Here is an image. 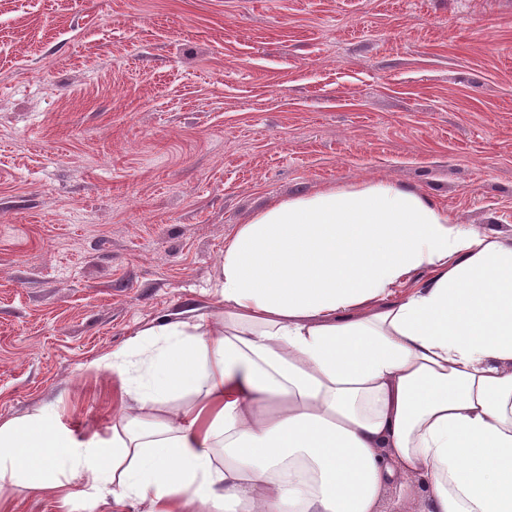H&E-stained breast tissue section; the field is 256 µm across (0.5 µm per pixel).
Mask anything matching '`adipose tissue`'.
<instances>
[{
    "mask_svg": "<svg viewBox=\"0 0 512 512\" xmlns=\"http://www.w3.org/2000/svg\"><path fill=\"white\" fill-rule=\"evenodd\" d=\"M428 272L418 282L420 272ZM218 312L133 332L128 414L82 440L0 422V489L80 480L115 512H512V245L371 179L224 241Z\"/></svg>",
    "mask_w": 512,
    "mask_h": 512,
    "instance_id": "ef3b65f1",
    "label": "adipose tissue"
}]
</instances>
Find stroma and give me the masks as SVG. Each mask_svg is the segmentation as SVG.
Here are the masks:
<instances>
[{"instance_id": "obj_1", "label": "stroma", "mask_w": 512, "mask_h": 512, "mask_svg": "<svg viewBox=\"0 0 512 512\" xmlns=\"http://www.w3.org/2000/svg\"><path fill=\"white\" fill-rule=\"evenodd\" d=\"M373 178L512 240V0H0V421L111 437L102 359L214 304L236 225Z\"/></svg>"}]
</instances>
